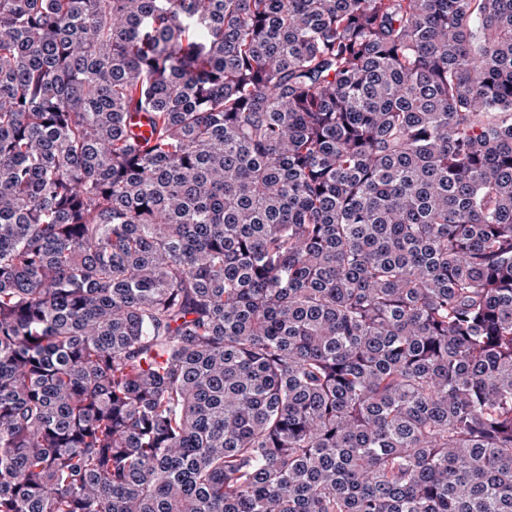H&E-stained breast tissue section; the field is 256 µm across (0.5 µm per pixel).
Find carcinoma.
Segmentation results:
<instances>
[{
  "mask_svg": "<svg viewBox=\"0 0 512 512\" xmlns=\"http://www.w3.org/2000/svg\"><path fill=\"white\" fill-rule=\"evenodd\" d=\"M0 512H512V0H0Z\"/></svg>",
  "mask_w": 512,
  "mask_h": 512,
  "instance_id": "cac0c4a2",
  "label": "carcinoma"
}]
</instances>
